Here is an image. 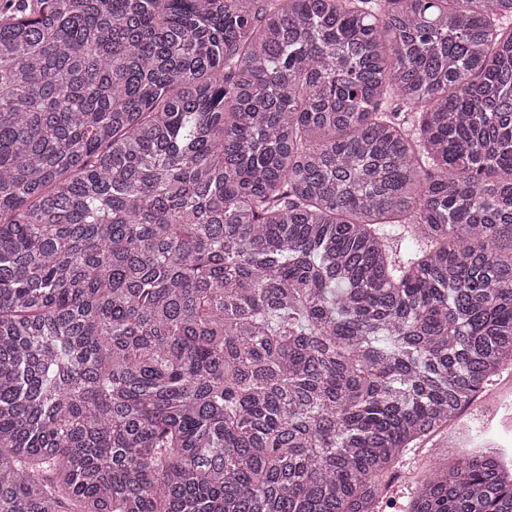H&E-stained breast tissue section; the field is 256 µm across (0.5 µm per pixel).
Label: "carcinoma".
<instances>
[{
	"instance_id": "cac0c4a2",
	"label": "carcinoma",
	"mask_w": 512,
	"mask_h": 512,
	"mask_svg": "<svg viewBox=\"0 0 512 512\" xmlns=\"http://www.w3.org/2000/svg\"><path fill=\"white\" fill-rule=\"evenodd\" d=\"M507 368L512 0H0V512H377Z\"/></svg>"
}]
</instances>
